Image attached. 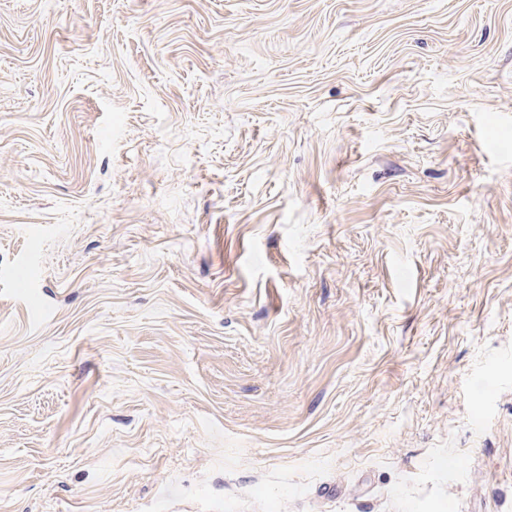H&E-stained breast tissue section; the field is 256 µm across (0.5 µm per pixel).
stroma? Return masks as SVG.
Instances as JSON below:
<instances>
[{
    "label": "stroma",
    "instance_id": "stroma-1",
    "mask_svg": "<svg viewBox=\"0 0 512 512\" xmlns=\"http://www.w3.org/2000/svg\"><path fill=\"white\" fill-rule=\"evenodd\" d=\"M0 512H512V0H0Z\"/></svg>",
    "mask_w": 512,
    "mask_h": 512
}]
</instances>
